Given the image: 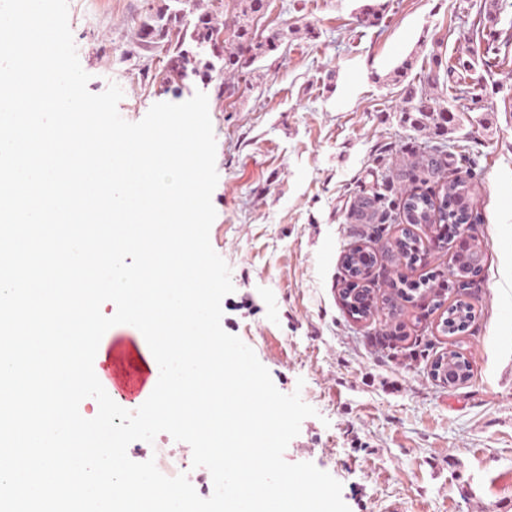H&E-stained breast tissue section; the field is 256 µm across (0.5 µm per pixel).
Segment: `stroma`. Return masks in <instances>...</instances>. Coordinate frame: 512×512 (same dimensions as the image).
I'll use <instances>...</instances> for the list:
<instances>
[{
  "instance_id": "35a3bbf8",
  "label": "stroma",
  "mask_w": 512,
  "mask_h": 512,
  "mask_svg": "<svg viewBox=\"0 0 512 512\" xmlns=\"http://www.w3.org/2000/svg\"><path fill=\"white\" fill-rule=\"evenodd\" d=\"M369 2L267 0L263 16L246 19L242 0H199L218 23L284 34L277 51L220 83L172 71L164 44L143 46L140 25L160 0H69L68 22L89 91L118 84L125 120L208 97L218 173L210 242L234 286L221 325L280 392L317 411L285 460L331 474L350 512H512V0H381L374 25L362 20ZM490 8L499 51L487 65L480 17ZM467 54L477 62L459 98L446 68ZM408 57L412 68L395 77ZM409 85L452 111V133L405 121ZM477 98L489 111L474 109ZM432 146L450 156L438 177L426 171ZM455 177L472 183L480 217L469 230L483 243L475 321L443 333L424 291L391 320L353 318L342 301L349 248L377 253L368 279L379 302L391 280L449 272L456 254L455 242L436 245L434 226L419 224L423 260L392 268L381 251L401 226L387 211L360 221L358 197L393 198L404 185L436 193ZM106 336V370L137 381L131 329ZM451 350L471 366L455 386L432 376Z\"/></svg>"
}]
</instances>
